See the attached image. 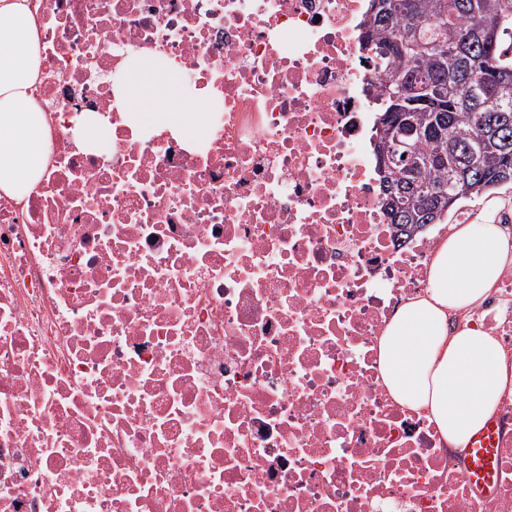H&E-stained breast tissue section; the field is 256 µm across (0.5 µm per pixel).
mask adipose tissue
<instances>
[{
  "label": "adipose tissue",
  "instance_id": "1",
  "mask_svg": "<svg viewBox=\"0 0 512 512\" xmlns=\"http://www.w3.org/2000/svg\"><path fill=\"white\" fill-rule=\"evenodd\" d=\"M39 35L22 0H0V192L27 194L42 175L47 125L33 96ZM132 124L163 127L196 144L204 136L210 97L184 94L156 58H132L114 83ZM488 210L478 224H458L436 249L429 288L404 303L378 344L383 380L397 403L428 412L441 437L465 447L512 388L493 336L471 327L450 330L449 313L482 304L512 263V240Z\"/></svg>",
  "mask_w": 512,
  "mask_h": 512
}]
</instances>
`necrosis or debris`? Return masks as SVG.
<instances>
[{"mask_svg":"<svg viewBox=\"0 0 512 512\" xmlns=\"http://www.w3.org/2000/svg\"><path fill=\"white\" fill-rule=\"evenodd\" d=\"M24 3L48 136L0 192V512H512V392L482 492L382 380L450 228L385 217L367 0ZM133 53L209 88L201 147L129 124ZM465 322L512 360L511 271ZM79 136L90 146H101L106 143L102 122L97 117H90L80 124Z\"/></svg>","mask_w":512,"mask_h":512,"instance_id":"1","label":"necrosis or debris"}]
</instances>
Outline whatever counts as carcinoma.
Wrapping results in <instances>:
<instances>
[{
	"label": "carcinoma",
	"instance_id": "obj_1",
	"mask_svg": "<svg viewBox=\"0 0 512 512\" xmlns=\"http://www.w3.org/2000/svg\"><path fill=\"white\" fill-rule=\"evenodd\" d=\"M366 61L384 75L376 115L377 138H391L399 118L438 131L417 141L413 181L396 187L405 206L383 204L405 238L410 224H440L448 206L499 187L512 174V0H388L365 17ZM427 86L424 98L393 102V79Z\"/></svg>",
	"mask_w": 512,
	"mask_h": 512
}]
</instances>
